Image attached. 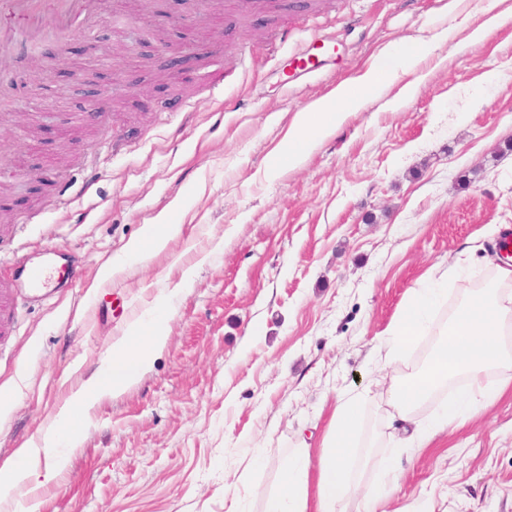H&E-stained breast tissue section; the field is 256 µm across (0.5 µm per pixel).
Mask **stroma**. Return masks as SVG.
<instances>
[{
  "instance_id": "1",
  "label": "stroma",
  "mask_w": 512,
  "mask_h": 512,
  "mask_svg": "<svg viewBox=\"0 0 512 512\" xmlns=\"http://www.w3.org/2000/svg\"><path fill=\"white\" fill-rule=\"evenodd\" d=\"M512 0H103L65 44H34L0 83V245L79 263L19 301L0 338V467L50 430L113 338L154 305L167 341L133 386L88 412L55 479L0 512H263L296 448L318 456L338 398L380 378L384 332L412 288L454 266L444 323L490 280L512 228ZM172 48L116 55L142 21ZM484 28L482 41L469 34ZM410 71L348 112L301 165L272 171L297 112L403 39ZM52 76L51 85L38 73ZM41 167L35 188L16 172ZM165 248L128 252L145 225ZM190 280H183L184 271ZM401 427L366 405L370 463ZM400 512H512V393L404 458Z\"/></svg>"
}]
</instances>
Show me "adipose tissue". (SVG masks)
Returning <instances> with one entry per match:
<instances>
[{"instance_id":"1","label":"adipose tissue","mask_w":512,"mask_h":512,"mask_svg":"<svg viewBox=\"0 0 512 512\" xmlns=\"http://www.w3.org/2000/svg\"><path fill=\"white\" fill-rule=\"evenodd\" d=\"M420 53V45L403 40L395 53L379 56L361 76L348 80L308 109L296 114L288 147L274 161L273 170L300 165L319 138L339 126L349 110L369 94L396 83L407 64ZM512 281V269L499 267L494 283L466 294L461 306L440 330L430 352L414 372L401 380H378L376 395L408 425L406 440L417 449L428 448L449 425L472 418L478 411L512 392V294L502 292ZM445 290L438 281L412 289L404 309L384 338L389 361L409 357L417 340L430 329L431 314ZM167 314L155 306L147 321H136L128 332L112 341L96 376L82 386L58 415L56 426L43 446L19 449L15 459L0 469V499H9L23 484L38 488L56 476L52 467H41V454L59 453L61 445L81 428L89 409L107 394L137 382L166 340ZM497 372L496 384L483 376ZM448 397H440L441 389ZM367 392L340 399L316 461L305 455L289 457L281 488L267 495L264 512H306L309 476L317 478V512H339L348 490L359 480L354 462L358 432ZM433 409L425 422L413 415L425 403Z\"/></svg>"}]
</instances>
